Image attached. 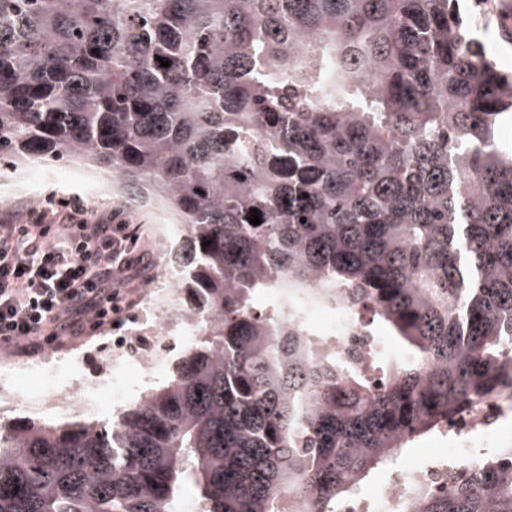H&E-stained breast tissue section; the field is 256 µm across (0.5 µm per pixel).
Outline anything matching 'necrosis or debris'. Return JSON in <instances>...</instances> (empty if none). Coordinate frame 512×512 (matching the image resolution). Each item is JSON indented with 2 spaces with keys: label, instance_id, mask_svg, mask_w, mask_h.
<instances>
[{
  "label": "necrosis or debris",
  "instance_id": "1",
  "mask_svg": "<svg viewBox=\"0 0 512 512\" xmlns=\"http://www.w3.org/2000/svg\"><path fill=\"white\" fill-rule=\"evenodd\" d=\"M168 249V235L160 233L156 262L162 267L163 276L150 288L135 326L116 342L119 356L113 365L121 372V380L115 382L108 378L78 383L54 378V371L61 365L71 366L78 362L79 357L75 354L22 365L5 362L0 364V411L87 416L97 412L102 399L116 393L120 398L130 400L153 383L161 371V362L141 355L142 331H152L160 346L165 348L173 336H180L188 343L207 326L206 319L186 310L180 303L176 290L178 275L167 267ZM307 322L314 325L319 335L325 336L348 363L367 351L373 342L371 333L364 326V316L342 304L310 310ZM20 376L42 383V394L18 399L13 380ZM510 438L512 393L498 392L488 396L478 409L449 419L448 446L432 463L397 469L388 483L372 496L357 494L342 503L338 512H409L418 490L444 489L451 483L471 481L481 455L501 447Z\"/></svg>",
  "mask_w": 512,
  "mask_h": 512
}]
</instances>
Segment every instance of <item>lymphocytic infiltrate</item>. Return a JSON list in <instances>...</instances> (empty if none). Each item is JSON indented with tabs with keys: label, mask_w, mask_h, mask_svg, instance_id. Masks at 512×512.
I'll return each instance as SVG.
<instances>
[{
	"label": "lymphocytic infiltrate",
	"mask_w": 512,
	"mask_h": 512,
	"mask_svg": "<svg viewBox=\"0 0 512 512\" xmlns=\"http://www.w3.org/2000/svg\"><path fill=\"white\" fill-rule=\"evenodd\" d=\"M134 225L78 198L0 213V342L35 354L112 324L133 276Z\"/></svg>",
	"instance_id": "obj_1"
}]
</instances>
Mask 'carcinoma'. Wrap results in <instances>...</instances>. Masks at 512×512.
I'll list each match as a JSON object with an SVG mask.
<instances>
[{"mask_svg": "<svg viewBox=\"0 0 512 512\" xmlns=\"http://www.w3.org/2000/svg\"><path fill=\"white\" fill-rule=\"evenodd\" d=\"M511 121L461 0H0V178L166 207L208 318L116 419L0 426V512H337L512 391ZM340 302L389 332L361 367L307 325ZM410 512H512V445Z\"/></svg>", "mask_w": 512, "mask_h": 512, "instance_id": "cac0c4a2", "label": "carcinoma"}]
</instances>
